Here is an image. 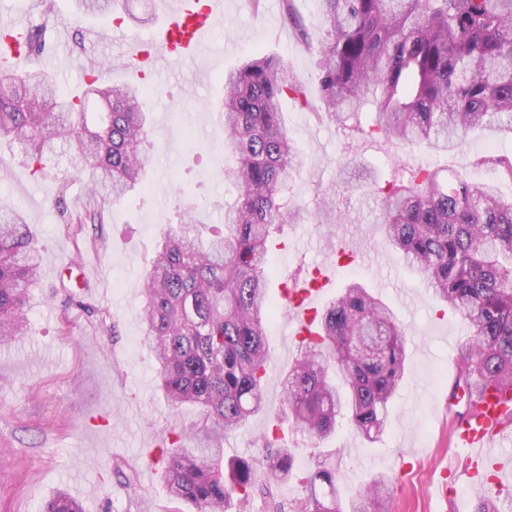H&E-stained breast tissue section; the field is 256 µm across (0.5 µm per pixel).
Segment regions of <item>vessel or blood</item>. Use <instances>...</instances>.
Returning a JSON list of instances; mask_svg holds the SVG:
<instances>
[{"label": "vessel or blood", "mask_w": 512, "mask_h": 512, "mask_svg": "<svg viewBox=\"0 0 512 512\" xmlns=\"http://www.w3.org/2000/svg\"><path fill=\"white\" fill-rule=\"evenodd\" d=\"M223 16L224 0H174L155 32L146 38H123L120 54L141 72L162 67L180 70L207 52L211 29ZM28 29L22 18H0V66L13 69L25 62L27 53L22 50L20 39ZM329 282V268L317 266L310 276L293 278L289 288L283 290L297 337L312 335L316 303ZM479 400L476 413L457 420L454 426L455 444L466 454L469 467L460 473L441 472L440 497H447L449 489L480 471H505L497 450L512 438V391L489 388Z\"/></svg>", "instance_id": "1"}]
</instances>
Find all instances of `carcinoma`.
Returning <instances> with one entry per match:
<instances>
[{
	"instance_id": "1",
	"label": "carcinoma",
	"mask_w": 512,
	"mask_h": 512,
	"mask_svg": "<svg viewBox=\"0 0 512 512\" xmlns=\"http://www.w3.org/2000/svg\"><path fill=\"white\" fill-rule=\"evenodd\" d=\"M115 0H76L80 12L109 17ZM323 37L311 39L292 0H283L297 41L318 56L320 104L272 54H252L224 74V149L237 164L224 174L239 188L224 223L208 227L185 207L177 230L155 245L139 310L142 343L156 364L159 388L174 408L198 411L195 431L163 448L171 499L190 512H246L259 495L275 499L293 473L291 451L265 436L261 461L224 459V435L263 412V378L271 355L268 253L293 223L290 181L303 156L282 120L291 98L338 125L437 151L455 149L466 134L512 117V0H318ZM106 66L90 67L82 95L64 99L42 70L0 71V139L20 146L38 173L63 145L90 163L100 209L68 213L81 233L103 221V209L139 189L152 135L149 113L132 84L102 88ZM104 111H88L97 98ZM342 194L368 188L379 198L375 223L433 297L458 312L471 336L457 383L477 392L512 388V199L462 173L450 180L420 168L389 181L350 162ZM322 224L344 213L323 200ZM33 227L21 211L0 205V340L25 335L28 304L39 280ZM317 336L300 342V356L282 377L279 418L314 443L344 419L367 441L384 430L388 407L405 376V337L392 308L356 279L317 317ZM389 477L374 476L351 510L342 507L336 469L306 478L291 512H387ZM473 512H512L482 484ZM43 512H81L64 493Z\"/></svg>"
}]
</instances>
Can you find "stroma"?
<instances>
[{"mask_svg":"<svg viewBox=\"0 0 512 512\" xmlns=\"http://www.w3.org/2000/svg\"><path fill=\"white\" fill-rule=\"evenodd\" d=\"M18 13L30 23L62 29L74 60L56 82L59 95L68 97L76 94L86 66L94 61L111 64L107 80H130L118 41L124 35L145 37L155 29L151 23L118 28L107 18L81 16L74 0H53L48 7L26 0L22 8L15 0H0V15ZM216 27L224 38L212 41L206 61L187 63L178 77L162 70L140 78L144 106L153 118L149 151L154 163L146 168L139 192L107 209L103 224L86 226L82 240L68 235L64 214L94 205L87 175L75 173L64 157L46 175L36 176L19 155L0 150V201L24 212L38 232L42 258L41 283L28 313L30 332L0 343V512H42L47 499L59 492L80 501L83 512L173 508L164 468L147 462L145 451L169 446L176 434L191 432L197 413L188 405L176 410L165 403L155 361L139 343L143 272L168 222L176 221L179 206L196 205L202 223L220 224L225 206L237 198L236 187L221 172L236 159L224 149L215 112L226 72L251 54H273L305 83L311 100L320 98L316 57L296 41L282 9L238 0L226 5ZM282 110L306 164L290 183L299 213L284 229L286 247L269 257L275 273L269 295L276 308L264 384L269 411L225 438V457H265L262 435L272 424L271 410L282 400V374L299 355L281 288L288 278L305 276L324 259L335 258V246H353L355 259L334 267L322 302L333 300L346 279L361 281L393 308L405 333L407 357L404 384L382 435L368 442L346 423L317 445L290 435L292 477L277 489L275 501L254 499L246 512H274L278 501L291 504L320 461L339 471L344 502L382 472L392 478L388 512H471V496L449 494L444 506L436 496L439 471L460 458L451 432L457 412L466 406L448 408L444 401L470 337L467 322L458 313L440 311L369 216L326 226L317 222L315 212L323 194L340 183L341 162L354 156L389 180L421 167L458 171L492 183L511 199L512 181L500 179L483 158L489 143L497 153L512 155V130L479 128L457 149L437 152L339 129L328 115H315L289 99ZM63 259L77 266L96 264L100 273L85 287L74 274L57 277L55 267ZM72 294L77 297L73 304L68 301Z\"/></svg>","mask_w":512,"mask_h":512,"instance_id":"35a3bbf8","label":"stroma"}]
</instances>
